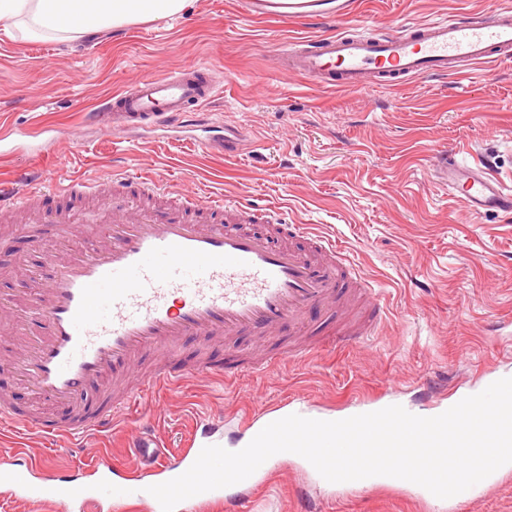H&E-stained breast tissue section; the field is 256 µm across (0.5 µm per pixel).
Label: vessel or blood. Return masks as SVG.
<instances>
[{
	"label": "vessel or blood",
	"mask_w": 512,
	"mask_h": 512,
	"mask_svg": "<svg viewBox=\"0 0 512 512\" xmlns=\"http://www.w3.org/2000/svg\"><path fill=\"white\" fill-rule=\"evenodd\" d=\"M330 8L337 17L355 10L354 0H245L255 16L307 19ZM282 68L323 86L358 90L436 77L464 68L512 59V7H496L419 24L413 31L381 35L339 32L284 44ZM218 77L190 63L162 77L148 76L111 97L97 116L112 127L175 128L211 98ZM437 179L449 196L474 214L511 213L512 190L492 178L485 165L460 163L453 151L437 154ZM43 172L21 168L0 179V218L33 209L43 195ZM257 209L237 205L236 225L191 223L143 208L112 203V233L98 251L73 248L48 279L35 283L28 324L7 317L13 297L0 298V334L35 343L14 358L32 396L67 405L57 422L20 412L0 394V422L27 437H66L86 442L110 433L125 410L144 396L179 388L188 374L208 375L207 361L191 372L172 368L187 336L221 342L247 333L266 337L284 325H307L286 354L257 350L225 368V380L259 374L283 357L308 360L331 346L372 336L384 310L349 251L307 224L288 230L308 251L273 245L247 230ZM205 439L169 450L149 424H141L126 446L135 466L114 465L100 456L73 476L62 475L52 456L0 463V497L56 506L58 512H120L136 500L147 512H162L149 486L187 471ZM221 502L224 512H244L245 503L227 489L207 491L180 502L175 512H197Z\"/></svg>",
	"instance_id": "b4317fda"
}]
</instances>
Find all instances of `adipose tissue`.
<instances>
[{"mask_svg": "<svg viewBox=\"0 0 512 512\" xmlns=\"http://www.w3.org/2000/svg\"><path fill=\"white\" fill-rule=\"evenodd\" d=\"M194 0H0V20L27 19L32 33L78 35L131 22L173 17Z\"/></svg>", "mask_w": 512, "mask_h": 512, "instance_id": "obj_1", "label": "adipose tissue"}]
</instances>
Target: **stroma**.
<instances>
[{"label": "stroma", "mask_w": 512, "mask_h": 512, "mask_svg": "<svg viewBox=\"0 0 512 512\" xmlns=\"http://www.w3.org/2000/svg\"><path fill=\"white\" fill-rule=\"evenodd\" d=\"M512 0H356L347 19L242 17L237 0H196L186 14L84 35L40 38L0 27V120L24 129L0 158V177L47 151V175L95 188L125 178L135 188L177 186L186 197L210 187L226 202L250 200L282 224H313L352 251L378 289L387 317L367 341L325 350L305 363L227 382L192 378L174 393L142 399L112 434L69 449L67 440L26 442L29 457L53 454L61 471L121 449L136 423H150L171 448L188 447L196 424L234 448L276 406L306 416L344 418L401 405L419 416L512 377V213L473 216L432 174L434 155L481 159L512 187V61L470 73L420 78L396 88L327 89L283 72L276 45L339 31H395ZM188 62L209 66L220 84L208 118L243 127V154L224 157L196 146L203 132L168 138L143 127L118 134L89 111L147 75ZM17 223L0 235V293L28 294L60 251L58 224ZM252 336L221 344L191 336L180 362L206 356L228 364ZM15 349L0 335V390L23 409L60 420L65 409L18 389L6 364ZM310 487L323 512H445L406 491L330 492L291 460L251 494L249 512H300L297 484Z\"/></svg>", "instance_id": "35a3bbf8"}]
</instances>
